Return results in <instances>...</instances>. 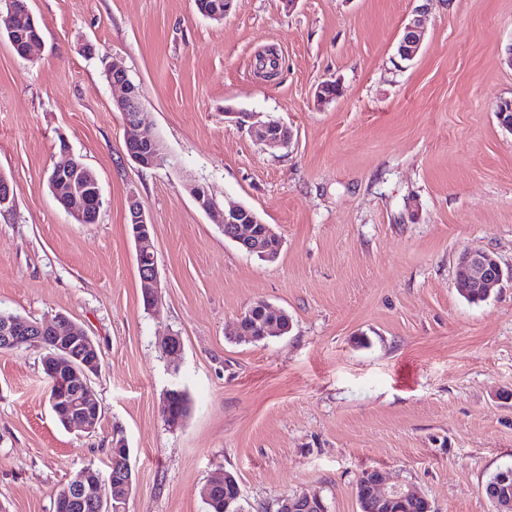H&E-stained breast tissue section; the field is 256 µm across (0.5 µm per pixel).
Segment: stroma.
Returning a JSON list of instances; mask_svg holds the SVG:
<instances>
[{"instance_id":"35a3bbf8","label":"stroma","mask_w":512,"mask_h":512,"mask_svg":"<svg viewBox=\"0 0 512 512\" xmlns=\"http://www.w3.org/2000/svg\"><path fill=\"white\" fill-rule=\"evenodd\" d=\"M32 60L0 34V313L62 314L102 360L93 431L62 426L43 350L0 352V506L52 512L79 471L130 449L128 512H206L223 473L245 512L316 493L360 512L362 472L419 491L433 512H492L488 479L512 468V279L479 304L457 257L512 267V0H235L216 22L194 0H28ZM413 61L397 45L417 7ZM276 52L280 72L257 70ZM143 91L145 128L168 162L125 148L103 59ZM340 94L318 102L324 82ZM294 133L271 149L252 119ZM96 175L102 206L78 224L47 187L60 142ZM243 204L281 238L276 260L225 238L191 196ZM152 224L162 282L143 305L128 203ZM263 301L291 330L253 342L236 325ZM175 334L181 350L162 353ZM190 398L182 426L162 400Z\"/></svg>"}]
</instances>
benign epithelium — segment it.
Returning a JSON list of instances; mask_svg holds the SVG:
<instances>
[{"mask_svg": "<svg viewBox=\"0 0 512 512\" xmlns=\"http://www.w3.org/2000/svg\"><path fill=\"white\" fill-rule=\"evenodd\" d=\"M10 18H26L31 15L27 0H0ZM233 0H208L198 5L199 11L213 19H222L231 11ZM11 39L22 43L20 58H31L32 49L40 39L14 29H9ZM421 19L414 18L404 26L397 46L398 55L411 61L421 46ZM108 75L113 86L121 90L115 100L116 111L120 112L125 140L134 146L129 158L140 167H155L166 157L163 145L141 130L142 89L133 83L126 70L115 64L108 66ZM251 133L270 148H284L291 145L293 131L279 121L270 120L251 126ZM79 171L76 158L71 156L62 165L54 167L50 176L51 190L62 208L79 224H85L88 217L85 204L101 205V189L97 178L90 174L82 180L75 178ZM190 192L200 209L219 217V223L232 225L231 240L244 247L255 243L252 225L260 223L256 213L243 205L221 208L216 200L194 185ZM129 218L134 226L136 260L140 273L142 290L146 296V308L157 306L161 288L155 248L152 239V224L137 202L129 204ZM504 278L499 261L486 252L462 254L456 265V280L462 293L469 297L477 292L489 296ZM51 329V340L46 341L41 333ZM24 347L43 348L49 351L44 359L46 379L50 386V407L54 414L62 417L65 425L79 426L85 430L95 428L101 417V409L93 398L91 376L98 373L101 359L96 345L81 328L68 324L62 314L56 315L42 327L23 318L0 320V349L16 351ZM133 489V470L130 454L123 451L113 459L107 476L87 467L78 472L63 487L54 507L64 510L81 508L90 512H127V502ZM376 497L383 506L406 500L422 501L424 497L403 485L390 484L383 476L376 477ZM320 499L316 493H304L280 500V512H295L301 501Z\"/></svg>", "mask_w": 512, "mask_h": 512, "instance_id": "1", "label": "benign epithelium"}]
</instances>
